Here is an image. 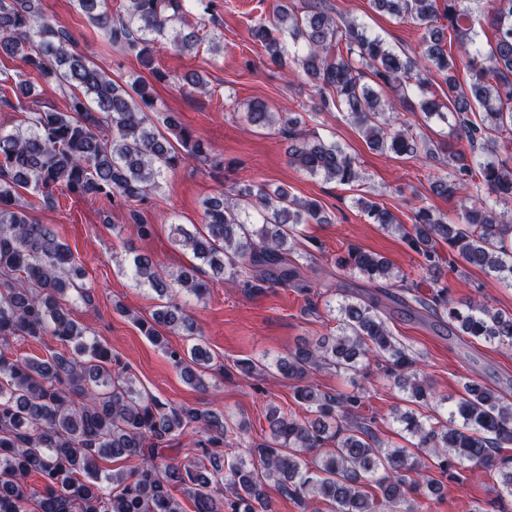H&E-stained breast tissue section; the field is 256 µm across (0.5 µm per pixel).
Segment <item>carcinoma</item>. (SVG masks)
<instances>
[{
  "label": "carcinoma",
  "instance_id": "carcinoma-1",
  "mask_svg": "<svg viewBox=\"0 0 512 512\" xmlns=\"http://www.w3.org/2000/svg\"><path fill=\"white\" fill-rule=\"evenodd\" d=\"M74 2L104 40L122 46L156 78L163 75L153 67L155 41L171 33L182 51L201 41L197 32H184L186 0H123L113 12L106 0ZM369 2L373 10L422 30L421 61L444 80L448 103L424 97L419 109L428 117L453 118L469 152L437 151L414 126L395 123L393 101L381 99L375 87L406 100L426 81L416 61L363 25L317 4L301 13L294 0H277L272 20L255 26L253 37L271 62L305 74L321 109L347 113L370 147L411 157L424 150L452 168L434 182L433 192L452 198L467 189L469 195L460 200L458 224L422 205L412 210L408 225L383 205L357 200L373 223L398 234L422 258L434 283L430 296L416 294L389 260L360 248L336 264L393 283L424 311L448 316L462 336L511 347L512 315L484 303H470L465 312L453 305L442 277L454 267H444L438 246L448 244L469 266L512 286V224L495 208L498 199H512V0H497L485 45L471 36L481 0ZM281 35L291 39L293 54ZM3 55L68 88L70 96L64 111L36 109L40 85L0 78V107L26 113L13 129L0 130V512H28L31 503L35 512H184L173 494L176 486L193 500L195 512H275L265 492L269 484L310 512H322L320 504L327 512H429L425 497L466 462L498 472L512 498V465L498 457L512 447V402L473 380L448 419L419 417L413 406L429 405L434 393L416 355L392 336L377 299L345 297L334 307L338 334L305 342L270 366L252 360L242 366L247 373L272 366L298 381L295 399L312 414L300 419L269 407V436L250 445L246 458L224 457V449L246 434V421L138 391L129 368L108 347L87 340V328L71 317L69 291L78 289L83 301H92L79 284L85 272L55 229L38 223L31 211L55 207L64 194L100 196L112 205L149 203L165 174L186 158L207 162L214 171L224 161L209 156L176 114L154 112L145 80L120 84L76 49L67 30L45 18L41 0H0ZM459 60L469 73L464 85L457 78ZM242 119L255 127L278 126L291 141L290 162L307 174L343 186L360 181L348 152L303 132L301 113L272 112L253 100ZM159 122L176 141L158 131ZM22 189L33 196L24 206L17 203ZM204 221L192 231L181 224L172 228L174 242L188 248L196 264L173 275L150 254L132 260L135 279L163 301L136 322L196 387L205 386L203 375L214 358L198 343L187 349L167 344V332L196 335L174 289L202 298L208 270L232 277L249 273L258 289L304 288L301 260L312 254L299 251L298 227L329 224L331 216L284 187L238 182L205 200ZM18 338L54 340L62 350L43 359L20 357L11 350ZM371 359L406 392L412 407L397 421L424 456L377 435L374 421L359 414L362 392L330 394L312 384L324 369L356 375ZM200 431L188 461L165 456L167 443ZM429 457L436 467L428 465ZM103 460L129 467L104 478ZM33 477L36 486L28 483ZM372 486L380 494L368 491Z\"/></svg>",
  "mask_w": 512,
  "mask_h": 512
}]
</instances>
